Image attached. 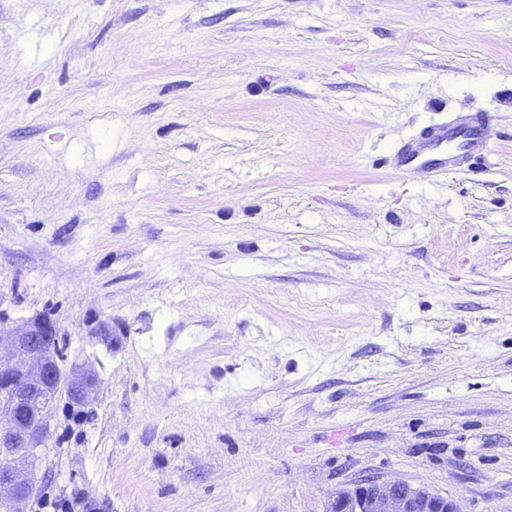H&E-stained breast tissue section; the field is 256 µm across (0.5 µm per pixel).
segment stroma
<instances>
[{"label":"stroma","mask_w":512,"mask_h":512,"mask_svg":"<svg viewBox=\"0 0 512 512\" xmlns=\"http://www.w3.org/2000/svg\"><path fill=\"white\" fill-rule=\"evenodd\" d=\"M488 112L442 179L400 139ZM65 372L29 512H512V0H0V327ZM324 512H463L446 496L424 485L365 478L332 496Z\"/></svg>","instance_id":"1"}]
</instances>
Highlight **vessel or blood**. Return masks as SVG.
I'll return each mask as SVG.
<instances>
[{"label":"vessel or blood","instance_id":"vessel-or-blood-1","mask_svg":"<svg viewBox=\"0 0 512 512\" xmlns=\"http://www.w3.org/2000/svg\"><path fill=\"white\" fill-rule=\"evenodd\" d=\"M487 121L486 113L474 112L445 124L425 126L398 147L394 162L400 169L433 178L456 171L465 162L488 153L484 134Z\"/></svg>","mask_w":512,"mask_h":512}]
</instances>
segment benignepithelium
I'll list each match as a JSON object with an SVG mask.
<instances>
[{"mask_svg": "<svg viewBox=\"0 0 512 512\" xmlns=\"http://www.w3.org/2000/svg\"><path fill=\"white\" fill-rule=\"evenodd\" d=\"M57 324L46 316L20 328H0V345L11 360L0 361V512H24L36 491V464L50 432L52 409L67 393L76 403L94 391L90 375L74 378L59 364ZM324 512H461L454 501L424 485L365 478L332 496Z\"/></svg>", "mask_w": 512, "mask_h": 512, "instance_id": "7a95c632", "label": "benign epithelium"}]
</instances>
